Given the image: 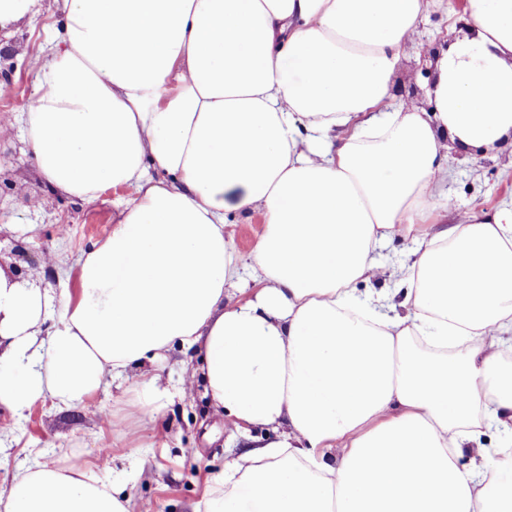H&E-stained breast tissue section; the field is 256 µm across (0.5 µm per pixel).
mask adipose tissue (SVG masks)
I'll return each mask as SVG.
<instances>
[{
    "label": "adipose tissue",
    "mask_w": 512,
    "mask_h": 512,
    "mask_svg": "<svg viewBox=\"0 0 512 512\" xmlns=\"http://www.w3.org/2000/svg\"><path fill=\"white\" fill-rule=\"evenodd\" d=\"M24 140L53 192L129 199L63 315L0 269V406L82 404L195 350L240 435L205 512H512V206L451 213L448 146L512 141V0H467L430 108L392 79L427 0H55ZM260 214L241 282L225 216ZM449 221L376 290V253ZM366 283L358 292V283ZM500 446L467 458L486 431ZM0 512H129L78 456Z\"/></svg>",
    "instance_id": "1"
}]
</instances>
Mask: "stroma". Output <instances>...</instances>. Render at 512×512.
Here are the masks:
<instances>
[{"mask_svg":"<svg viewBox=\"0 0 512 512\" xmlns=\"http://www.w3.org/2000/svg\"><path fill=\"white\" fill-rule=\"evenodd\" d=\"M459 18L454 0H430L416 45L394 78L396 99L427 102L429 80L423 70ZM63 29L64 19L54 0H41V10L32 18L0 27V82L11 88L8 96L0 97V114L26 111L36 96V67ZM448 167L451 176L440 192L456 209L481 212L512 203V145L481 153L450 148ZM127 199L125 191L115 189L92 203L57 196L39 182L21 135L0 140V225L41 227L32 239L0 236V263H14L15 246H23L30 259L28 278L54 297H62L66 279L62 271L45 266L46 253L57 254L63 268L70 266L83 250L109 234ZM262 228L257 214L247 220L233 213L226 217L224 235L232 242L242 271L250 269ZM198 366V358L177 345L162 369L148 364L129 373L132 385L160 375L169 392L153 430L140 427L132 417L116 429L105 424L106 414L127 410L124 387L109 382L69 411L57 410L49 399L21 416L1 406L0 427L8 430L9 437L0 449L8 459L0 467V492L8 491L17 468L56 464L74 453L101 480L120 486L131 512H203L205 500L216 490L214 479L225 456L247 450L251 442L233 434L228 423L213 413L202 390L182 396V379ZM104 441L111 447L106 467L98 461Z\"/></svg>","mask_w":512,"mask_h":512,"instance_id":"obj_1","label":"stroma"}]
</instances>
